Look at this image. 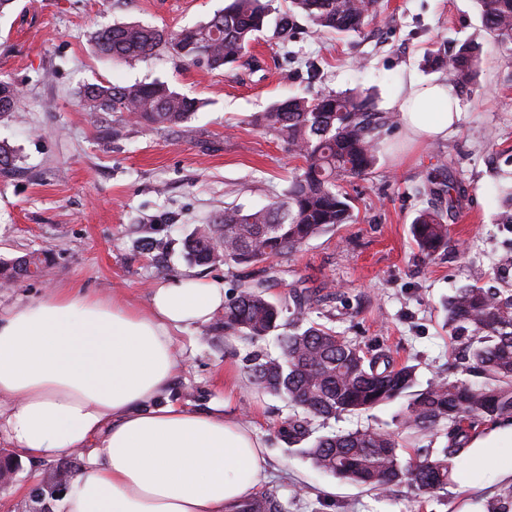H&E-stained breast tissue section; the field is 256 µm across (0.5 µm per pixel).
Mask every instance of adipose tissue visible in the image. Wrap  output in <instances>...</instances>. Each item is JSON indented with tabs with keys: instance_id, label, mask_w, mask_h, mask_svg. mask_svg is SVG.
<instances>
[{
	"instance_id": "ef3b65f1",
	"label": "adipose tissue",
	"mask_w": 512,
	"mask_h": 512,
	"mask_svg": "<svg viewBox=\"0 0 512 512\" xmlns=\"http://www.w3.org/2000/svg\"><path fill=\"white\" fill-rule=\"evenodd\" d=\"M394 103L418 143L461 118L440 82L410 78ZM223 308V282L193 277L144 306L73 286L0 308V433L35 459L83 460L61 512H237L267 482L266 446L228 400L198 412L171 398L179 331ZM463 459L461 490L512 481V418L477 429Z\"/></svg>"
}]
</instances>
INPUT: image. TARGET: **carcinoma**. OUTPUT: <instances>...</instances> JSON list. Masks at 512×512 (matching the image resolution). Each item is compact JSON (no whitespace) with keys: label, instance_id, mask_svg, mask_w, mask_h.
Here are the masks:
<instances>
[{"label":"carcinoma","instance_id":"cac0c4a2","mask_svg":"<svg viewBox=\"0 0 512 512\" xmlns=\"http://www.w3.org/2000/svg\"><path fill=\"white\" fill-rule=\"evenodd\" d=\"M289 11L275 19V31L287 37L294 18L305 16L319 31H361L376 14L378 0H290ZM484 26L500 44L512 45V0H478ZM262 0H231L196 28L168 31L139 23H115L93 32L95 51L113 61L146 59L163 51L181 62L219 69L239 59L268 24ZM454 88L463 91L479 74L481 48L466 43L437 58ZM20 90L0 81V121L16 117ZM79 103L94 117L120 114L151 129L173 128L188 120L202 102L161 81L129 85L89 84ZM390 116L375 112L368 97L328 91L314 99L288 98L258 114L255 122L288 145L303 161L291 176L283 198L252 211L226 208L208 224H199L183 241L185 259L195 266H249L299 249L309 240L353 221L351 198L340 182L369 174L377 163V133ZM17 151L0 141V176L17 170ZM439 161L425 191L438 204L419 211L410 224L418 251L426 257L448 246L447 216L457 208L460 189ZM504 203L497 223L512 224V173L499 184ZM47 251H31L0 262V280L16 284L44 270ZM472 283L443 303L444 324L465 339L461 359L475 381L434 379L422 387L413 365H397L386 355L369 357L335 330L316 322L303 327L299 316L324 296L303 287L290 317L288 307L271 299L268 279L246 282L218 319L224 336L255 344L272 336L279 353L255 350L246 358L251 385L288 400L294 411L284 438L298 444L309 437L307 419H334L379 405L403 401L398 428L411 434H435L446 428L447 445L433 459L404 464L399 434L379 428L332 432L303 449L312 465L342 481L369 489L406 484L435 493L452 479L473 430L487 421L512 417V288Z\"/></svg>","mask_w":512,"mask_h":512}]
</instances>
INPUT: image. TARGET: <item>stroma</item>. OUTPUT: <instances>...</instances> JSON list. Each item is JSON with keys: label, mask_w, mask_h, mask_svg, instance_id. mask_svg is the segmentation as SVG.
I'll use <instances>...</instances> for the list:
<instances>
[{"label": "stroma", "mask_w": 512, "mask_h": 512, "mask_svg": "<svg viewBox=\"0 0 512 512\" xmlns=\"http://www.w3.org/2000/svg\"><path fill=\"white\" fill-rule=\"evenodd\" d=\"M225 0H14L0 14V80L22 90L17 122H0V141L17 150L19 169L0 177V260L47 249L51 264L42 277L0 285V303L43 297L74 284L118 293L145 304L152 288L192 274L224 283L236 296L244 276L279 278L272 298L291 300L292 286H331L308 320L333 328L363 350H387L415 365L420 383L438 376L466 379L455 367L459 338L443 325L441 304L481 267L485 285L512 284L499 255L512 251V226L497 221V186L512 171V51L487 33L476 0H379L362 33L319 32L298 19L294 37L258 33L243 60L212 70L161 54L113 62L98 55L92 32L120 22L181 30L207 21ZM465 43L482 48L473 90L459 97L462 116L446 140L409 144L392 99L409 75L449 82L430 67L433 52ZM317 65L321 77L309 79ZM159 80L201 108L175 129L150 130L112 115L96 120L78 102L87 84ZM369 94L378 112L391 114L378 139L372 173L344 188L356 220L310 240L293 254L247 268L189 265L182 241L195 225L225 206L262 208L282 197L302 161L287 145L257 126L254 117L292 96L326 91ZM445 158L461 189L448 220V246L427 258L409 227L429 202L428 174ZM185 348L172 396L203 411L224 395V380L237 389L236 416L251 420L269 454L271 477L264 492L277 493L288 512H490L512 484L492 482L462 491L458 481L436 493L405 486L369 490L315 470L300 446L281 435L292 410L283 398L248 384L245 343L225 337L214 323L181 333ZM396 404L329 421L312 420L313 436L375 427L395 429ZM0 451L18 458L14 485L0 492V512L14 497L51 479L56 468L78 471L79 456L33 459L0 437Z\"/></svg>", "instance_id": "stroma-1"}]
</instances>
